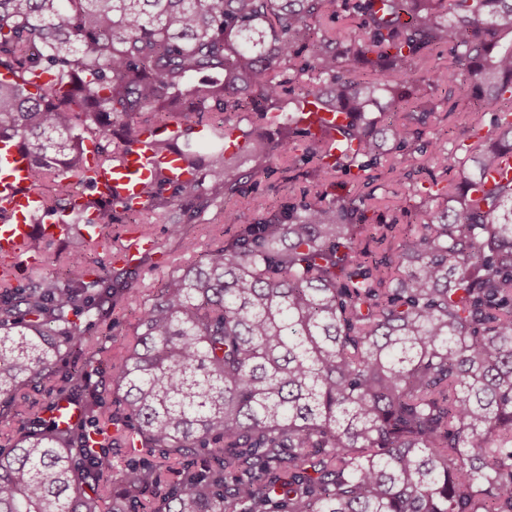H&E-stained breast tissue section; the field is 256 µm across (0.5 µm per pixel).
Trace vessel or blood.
I'll use <instances>...</instances> for the list:
<instances>
[{"label":"vessel or blood","mask_w":512,"mask_h":512,"mask_svg":"<svg viewBox=\"0 0 512 512\" xmlns=\"http://www.w3.org/2000/svg\"><path fill=\"white\" fill-rule=\"evenodd\" d=\"M164 173L171 180L187 178L186 163L174 152L154 154L147 144L139 143L110 167L93 172L98 188H111L121 201L136 199L143 181ZM29 161L19 145L0 140V206L11 214L9 223L0 224V270L11 271L18 263L35 266L37 256L24 251L23 245L33 236L47 240L60 238L66 225L42 217V197L28 190Z\"/></svg>","instance_id":"vessel-or-blood-1"}]
</instances>
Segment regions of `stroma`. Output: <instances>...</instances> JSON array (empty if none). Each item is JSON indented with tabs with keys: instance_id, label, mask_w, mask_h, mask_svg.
I'll list each match as a JSON object with an SVG mask.
<instances>
[{
	"instance_id": "obj_1",
	"label": "stroma",
	"mask_w": 512,
	"mask_h": 512,
	"mask_svg": "<svg viewBox=\"0 0 512 512\" xmlns=\"http://www.w3.org/2000/svg\"><path fill=\"white\" fill-rule=\"evenodd\" d=\"M451 64L448 50L443 47L437 49L415 73L421 93L432 94L436 102L434 112L424 122L414 121L412 113L401 107L389 109L385 114L386 122L412 125L422 143L426 144V152L409 153L407 161L396 172L385 165L367 172L358 180L337 176L335 194L363 198L369 207V217L385 224L395 219L402 225H414L418 222V207L441 208V200L418 195V188L429 185L434 179L440 184H448L458 179L459 173L455 170L442 172L431 162L429 151L435 147L448 152L455 150L460 141L467 139L473 121L472 105L457 101L456 97L444 91L434 92L429 88L433 73L447 69ZM271 168V175H260L257 191L238 198L235 207L245 217H252L255 209L261 206L277 205L291 197L314 196L319 189L311 174L312 164L294 158L275 161ZM186 208V203H176L163 218L151 225L156 248L150 254L140 255L132 265L116 262L115 255L133 240L139 227L135 224L113 225L108 249L97 251L95 259L109 276L119 279L126 289L125 295L111 312L89 329L87 351L68 358L65 365L57 368L46 380L41 390L29 392L27 398L18 400L11 413L0 417V448L10 447L33 413L46 412L61 392L68 390L66 371L81 368L89 360L94 368L93 381L111 383L112 355L132 341L144 303L150 302L168 276L187 264L203 260L215 240L227 238L236 230L235 225L221 220L218 209H210L204 221L185 226L187 237L197 243L195 252H185L182 238L172 235L170 227L181 222ZM88 247V241L79 233L78 224H70L60 239L45 242L41 265L34 268L18 266L10 273L9 280L17 285L39 283L47 278L64 279L67 258L85 252Z\"/></svg>"
}]
</instances>
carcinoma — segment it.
<instances>
[{
    "instance_id": "1",
    "label": "carcinoma",
    "mask_w": 512,
    "mask_h": 512,
    "mask_svg": "<svg viewBox=\"0 0 512 512\" xmlns=\"http://www.w3.org/2000/svg\"><path fill=\"white\" fill-rule=\"evenodd\" d=\"M443 46L454 68L434 89L508 109L471 126L472 172L397 248L366 247L396 221L326 190L248 222L224 208L302 142L319 180L379 167L378 100L432 111L398 74ZM308 103L346 120L304 128ZM185 112L247 138L231 117L257 113L278 136L248 144L247 170L186 142L190 178L158 174L139 208L98 190L84 142L97 166L146 132L171 150ZM1 137L31 161V190L57 179L44 216L96 224V247L180 200L187 224L219 207L238 228L141 309L112 364L119 412L100 422L104 397L72 372L83 419L36 416L0 450V512H102L88 442L110 425L112 444L170 462H127L112 512H512V181L475 189L512 164V0H0ZM116 302L85 255L64 284L1 290L0 415L87 345L72 317Z\"/></svg>"
}]
</instances>
